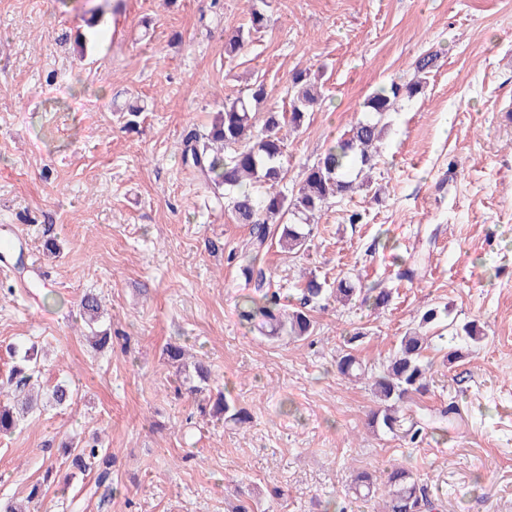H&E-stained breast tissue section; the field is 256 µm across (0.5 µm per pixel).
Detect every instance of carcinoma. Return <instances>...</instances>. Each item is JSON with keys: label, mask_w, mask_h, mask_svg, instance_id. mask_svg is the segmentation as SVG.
<instances>
[{"label": "carcinoma", "mask_w": 512, "mask_h": 512, "mask_svg": "<svg viewBox=\"0 0 512 512\" xmlns=\"http://www.w3.org/2000/svg\"><path fill=\"white\" fill-rule=\"evenodd\" d=\"M269 23V16L250 8L246 25L227 35L225 55L233 57L241 53L252 36L266 29ZM435 59L436 55L431 52L420 56L415 63L414 80L407 83L393 80L371 93L363 103L362 116L307 167L302 182L289 189L283 186L286 171L282 162L287 134L298 131L308 113L322 104L317 86L306 70L291 75L288 109L282 112L268 109L263 113L262 126H257V113L253 112L252 104L266 100L268 91L265 82L257 80L249 88L247 97L224 103L206 140L186 141L182 149L184 164L197 172L205 187L211 189L217 202L230 211L237 223L250 225L249 261L242 268L246 278L253 277L254 265L275 232H280L279 244L288 251L297 253L306 249L310 236L306 227L314 223L316 214L332 201L353 195L362 186L361 174L377 164V143L387 130V115L396 111L398 101L420 93ZM299 291V308L281 303L274 292L259 297L244 296L238 304L241 323L250 332L264 336L285 334L298 340L306 339L316 330L315 321L306 310L311 302L328 296L347 304L360 296L364 303L383 307L390 298L388 292L374 288L363 296L362 289L345 276L337 279L336 287L328 290L312 275ZM80 310L86 322L97 321L101 312L99 298L84 296ZM361 336L363 332L357 331L345 340L337 370L349 380L371 382L377 406L369 415L368 425L399 435L412 444L428 431L441 429L440 423L452 414L453 408L419 419L410 418L401 410V404L428 388L431 363L424 356L426 337L417 330L405 332L382 370L371 375L353 353V345ZM32 360L33 354L25 351L24 365L14 371L15 389L0 399V434L14 432L25 415L38 408L39 370ZM194 369L198 384L188 386L187 393L201 395L207 390L210 368L200 361L194 364ZM211 416L239 425L252 419L248 411L236 407L222 394L217 395ZM70 454L79 468L85 471L98 468V483L109 479L111 458L99 457L96 446L74 440ZM351 490L363 498L381 497L380 512H424L432 508L413 473L398 465L389 469L381 484L368 472L357 474Z\"/></svg>", "instance_id": "1"}]
</instances>
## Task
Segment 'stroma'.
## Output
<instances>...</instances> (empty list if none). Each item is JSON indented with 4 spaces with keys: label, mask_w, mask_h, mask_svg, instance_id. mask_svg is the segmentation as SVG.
<instances>
[{
    "label": "stroma",
    "mask_w": 512,
    "mask_h": 512,
    "mask_svg": "<svg viewBox=\"0 0 512 512\" xmlns=\"http://www.w3.org/2000/svg\"><path fill=\"white\" fill-rule=\"evenodd\" d=\"M254 3L271 22L228 59L244 0H0V240L26 252L0 273V381L35 347L44 396L0 436V499L37 485L31 512H230L242 498L257 512H320L322 501L378 512L347 489L356 472L397 462L433 512H512V0ZM96 7L102 33L82 57L71 37ZM429 52L435 65L390 114L369 187L325 208L304 254L274 244L260 261L283 301L311 272L389 289L388 306L328 302L304 341L249 332L237 315L251 291L249 227L183 164L185 136L255 76L279 107L294 70L321 71L325 99L286 142L296 184L370 93L413 78ZM88 293L103 305L92 328L79 316ZM431 307L447 330L427 351L430 390L407 413L457 414L410 444L368 427L370 387L336 359L360 327L357 354L379 367ZM470 321L481 343L456 335ZM92 329L111 345L93 350ZM170 345L210 365L212 391L251 423L216 420L183 392ZM63 381L75 390L67 408L48 401ZM75 436L111 455L110 483L75 472L64 448Z\"/></svg>",
    "instance_id": "obj_1"
}]
</instances>
